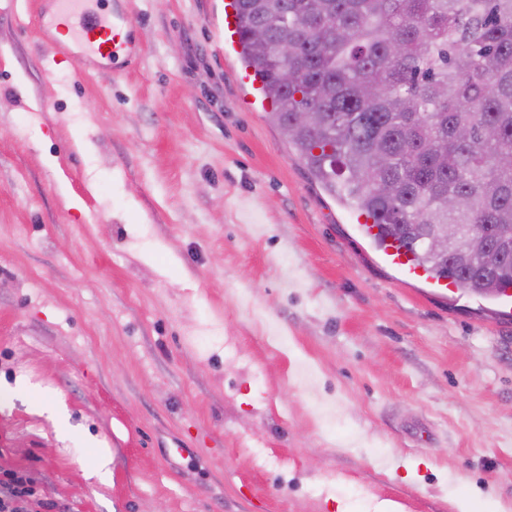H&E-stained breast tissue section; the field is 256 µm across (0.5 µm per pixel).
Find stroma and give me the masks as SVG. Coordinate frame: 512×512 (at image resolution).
<instances>
[{"instance_id": "35a3bbf8", "label": "stroma", "mask_w": 512, "mask_h": 512, "mask_svg": "<svg viewBox=\"0 0 512 512\" xmlns=\"http://www.w3.org/2000/svg\"><path fill=\"white\" fill-rule=\"evenodd\" d=\"M224 2L122 0L141 57L87 76L0 0V473L59 512H512V319L385 261Z\"/></svg>"}]
</instances>
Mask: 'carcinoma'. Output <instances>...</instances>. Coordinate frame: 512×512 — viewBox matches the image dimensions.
<instances>
[{
	"label": "carcinoma",
	"instance_id": "carcinoma-1",
	"mask_svg": "<svg viewBox=\"0 0 512 512\" xmlns=\"http://www.w3.org/2000/svg\"><path fill=\"white\" fill-rule=\"evenodd\" d=\"M236 3L270 122L296 125L297 159L372 219L375 245L392 238L480 296L512 284V257L462 265L416 229L457 224L489 242L512 231V0Z\"/></svg>",
	"mask_w": 512,
	"mask_h": 512
}]
</instances>
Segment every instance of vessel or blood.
I'll use <instances>...</instances> for the list:
<instances>
[{
  "instance_id": "b4317fda",
  "label": "vessel or blood",
  "mask_w": 512,
  "mask_h": 512,
  "mask_svg": "<svg viewBox=\"0 0 512 512\" xmlns=\"http://www.w3.org/2000/svg\"><path fill=\"white\" fill-rule=\"evenodd\" d=\"M52 14L38 13L39 26H50L62 33L54 50L61 59L71 61L89 74L112 68L118 61H131L140 51L134 25L119 11H106L105 0H54ZM386 261L412 279L426 278L427 273L414 255L394 240H386Z\"/></svg>"
}]
</instances>
